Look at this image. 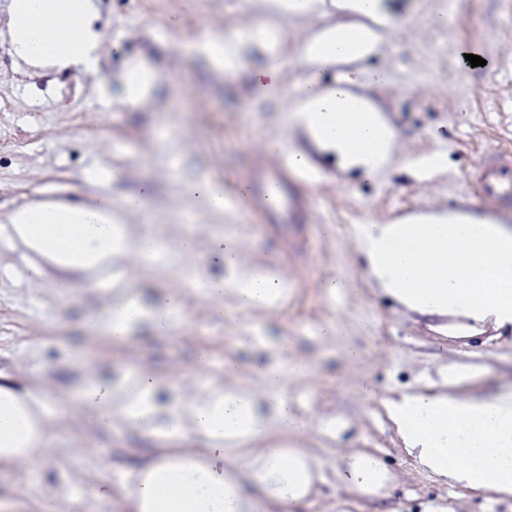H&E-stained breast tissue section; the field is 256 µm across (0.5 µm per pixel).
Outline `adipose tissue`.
I'll list each match as a JSON object with an SVG mask.
<instances>
[{"mask_svg": "<svg viewBox=\"0 0 512 512\" xmlns=\"http://www.w3.org/2000/svg\"><path fill=\"white\" fill-rule=\"evenodd\" d=\"M337 10L355 15L312 36L303 55L313 64L304 83L295 119L324 150L346 166L376 170L386 159L394 133L380 112L355 93V78L343 76L323 86V68L360 61L377 51L394 52L393 41L376 30L385 0H332ZM7 38L15 57L28 68L63 72L72 68L97 73L100 63L99 9L95 0H10ZM158 75L147 63L131 62L121 77L123 100L134 106L156 88ZM11 233L37 261L30 267L42 278L44 265L69 272L101 274L135 257L153 268L163 246L152 235L131 237L112 205L37 203L7 217ZM251 233L238 225L233 234L217 235L227 272L214 280L194 276L193 286L205 301L234 297L244 308L274 306L283 294V279L261 266L242 268L239 243ZM357 245L368 275L380 289L411 311L460 317L469 331L491 324L512 326V229L469 213L415 215L392 224L363 225ZM181 306L178 295L163 305L147 306L131 288L110 309L105 331L113 343L129 340L133 329L150 325L169 334ZM237 388L204 387L183 409H164L152 375L141 374L120 411L125 424L178 437L194 431L211 448L184 452L161 448L131 474L138 512H286L303 500L319 476V463L302 444L300 417L286 399L261 402L235 363L224 365ZM470 364L447 367L442 391L406 392L385 407L397 424L408 453L424 470L448 484L512 496V390L487 397L460 395L459 387L478 378ZM109 381L92 377L77 390L89 421L112 422ZM46 402L0 386V465H36L51 451L46 431ZM277 416L290 442L260 448L257 440ZM253 441L246 470L226 462V445ZM337 479L347 489L375 493L389 481L383 462L373 454L345 457Z\"/></svg>", "mask_w": 512, "mask_h": 512, "instance_id": "adipose-tissue-1", "label": "adipose tissue"}]
</instances>
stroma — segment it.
<instances>
[{"label":"stroma","instance_id":"obj_1","mask_svg":"<svg viewBox=\"0 0 512 512\" xmlns=\"http://www.w3.org/2000/svg\"><path fill=\"white\" fill-rule=\"evenodd\" d=\"M439 2L447 20L434 25L419 0H386L380 31L396 50L356 64L359 92L394 131L392 154L372 172L341 168L292 122L309 72L303 41L348 19L323 5L296 17L265 8L263 0H99L105 49L95 75L27 71L0 41V217L34 202L109 199L129 232L154 234L167 246L157 269L126 264L112 278H132L151 306L172 290L182 295L169 335L143 326L113 344L99 332L117 300L103 277L72 275L69 294L60 296L55 274L30 281L33 254L0 228V381L38 399L67 401L84 378L71 365L81 350L88 370L118 387L136 370L152 372L158 401L180 407L197 383L223 385L225 360L248 377L286 348L313 369L280 392L309 422L305 445L324 476L291 512H422L427 502L445 512H512V500L454 488L419 470L384 406L432 386L453 362L482 367L474 393L511 387L512 328L465 336L444 329L440 318L407 311L372 286L356 247L361 225L418 210L473 208L512 225V200L487 196L476 182L486 154L512 157V0ZM256 23L275 32L272 46L248 41ZM217 32L243 42L233 75L213 72L194 49ZM465 47L479 49L486 66L463 65ZM272 52L283 61L281 81L262 92L251 73ZM142 58L155 66L159 83L146 104L129 106L120 77ZM377 71L387 73L386 84L372 82ZM270 140L281 141L282 150L266 151ZM295 153L307 155L310 166L292 178L307 210L300 236L291 237L265 223L239 188L248 171L287 164ZM201 176L223 184V212L184 193L183 182ZM147 185L152 193L144 208L126 213V197ZM239 224L254 227L244 263L285 278L286 292L274 307L246 310L230 296L214 306L185 280L193 272L224 276L211 255L213 236ZM189 232L197 250L184 256L176 246ZM338 277L352 286L334 299L323 285ZM329 323L338 336L324 337ZM349 347L356 362L344 357ZM202 348L209 353L205 367L196 360ZM50 422L53 451L35 472H0V512H134L123 481L153 449L209 445L194 432L171 439L117 420L95 426L70 410ZM356 450L388 468L382 496L365 498L337 485L343 454ZM64 469L84 484H109L111 496L77 494L62 482Z\"/></svg>","mask_w":512,"mask_h":512}]
</instances>
